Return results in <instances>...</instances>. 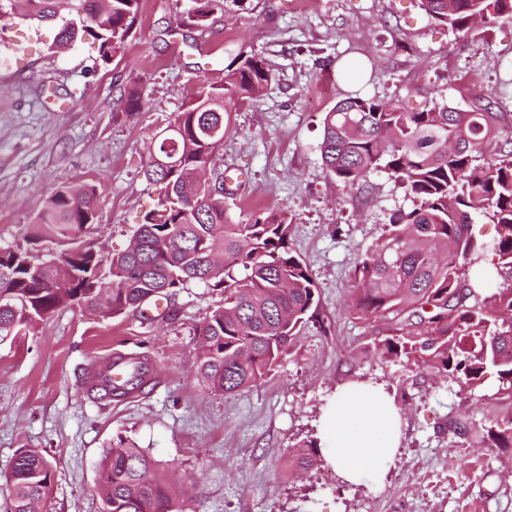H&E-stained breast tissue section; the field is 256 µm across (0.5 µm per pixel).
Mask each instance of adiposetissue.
I'll return each mask as SVG.
<instances>
[{
    "label": "adipose tissue",
    "instance_id": "adipose-tissue-1",
    "mask_svg": "<svg viewBox=\"0 0 512 512\" xmlns=\"http://www.w3.org/2000/svg\"><path fill=\"white\" fill-rule=\"evenodd\" d=\"M402 421L381 386L353 380L324 408L319 433L327 443L325 462L343 482L362 474L386 475L400 445Z\"/></svg>",
    "mask_w": 512,
    "mask_h": 512
}]
</instances>
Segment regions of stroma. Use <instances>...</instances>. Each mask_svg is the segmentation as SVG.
Instances as JSON below:
<instances>
[{"label":"stroma","instance_id":"stroma-1","mask_svg":"<svg viewBox=\"0 0 512 512\" xmlns=\"http://www.w3.org/2000/svg\"><path fill=\"white\" fill-rule=\"evenodd\" d=\"M191 0H141L123 54L102 63L89 41L60 50L58 26L21 20L0 33V248L25 246L44 198L96 186V224L86 240L108 255L126 248L164 192L143 167L151 137L201 82L224 81L242 53L265 58L273 79L254 105L232 115L213 177L235 222L287 208L289 243L312 272L318 315L257 388L226 398L196 375L197 329L221 304L210 285L180 289L164 320L99 318L68 306L0 344V512H11L8 476L20 449L52 467L48 512H102L103 449L130 438L183 488L185 512H512V448L454 434L466 417L512 418L496 373L463 391L414 364L371 354L383 321L349 310L356 263L381 239L390 213L411 208L382 170L367 195L334 183L321 160L322 118L346 93L418 107L470 108L475 95L512 116V24L461 35L420 0H221L206 27L186 21ZM363 66L362 84L336 65ZM137 81L144 106L115 102ZM144 347L157 384L131 399L86 391L89 368ZM352 380L384 387L403 421L386 478L340 481L324 459L319 419ZM315 445L297 475L291 455Z\"/></svg>","mask_w":512,"mask_h":512}]
</instances>
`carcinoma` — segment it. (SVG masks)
Segmentation results:
<instances>
[{
  "label": "carcinoma",
  "instance_id": "obj_1",
  "mask_svg": "<svg viewBox=\"0 0 512 512\" xmlns=\"http://www.w3.org/2000/svg\"><path fill=\"white\" fill-rule=\"evenodd\" d=\"M60 1L70 18L60 25L56 45L90 39L105 63L125 50L140 0H0V18L51 21ZM192 2L189 19L206 26L219 0ZM422 6L462 35L479 18L488 27L512 23V0H422ZM272 79L262 56L242 53L224 67V84L200 86L151 139L145 177L166 182V194L122 253L106 257L88 246L40 259V246H63L96 220L95 187L52 192L26 236L31 248L0 249V342L72 303L92 316L115 318L201 281L220 289L224 302L198 331V378L226 398L260 385L317 310L312 273L289 244L288 210L234 223L226 216L224 190L207 185L191 202L183 189L215 165L231 112L258 101ZM142 105L134 84L118 102L126 113ZM509 144L512 120L492 111L489 101L469 110L437 102L407 110L350 95L324 113L320 152L331 180L363 193L368 175L383 169L413 203L389 216L382 240L353 272L349 308L365 320L389 321L388 336L375 343L381 357L424 365L461 389L494 370L512 396V282L482 297L481 284L469 281L470 267L487 251L469 233L475 216L496 225L492 250L512 272ZM453 428L487 448L512 447V419L489 426L458 419ZM100 465L103 512H183L160 462L135 441L119 438L103 449ZM48 467L42 451H19L12 512H44Z\"/></svg>",
  "mask_w": 512,
  "mask_h": 512
}]
</instances>
